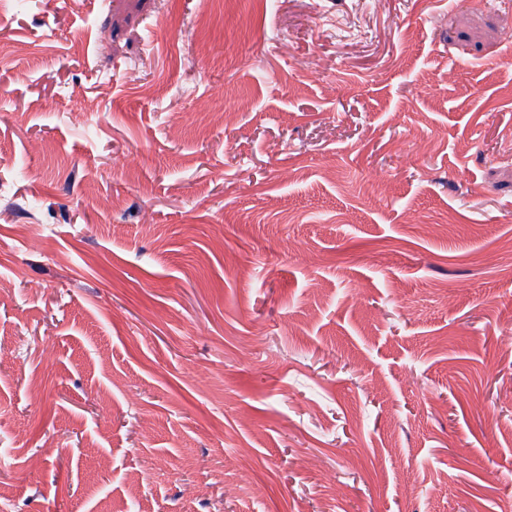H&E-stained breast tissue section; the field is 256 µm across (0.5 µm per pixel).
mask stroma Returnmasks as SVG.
<instances>
[{
    "instance_id": "stroma-1",
    "label": "stroma",
    "mask_w": 512,
    "mask_h": 512,
    "mask_svg": "<svg viewBox=\"0 0 512 512\" xmlns=\"http://www.w3.org/2000/svg\"><path fill=\"white\" fill-rule=\"evenodd\" d=\"M511 31L0 0L6 512H512Z\"/></svg>"
}]
</instances>
